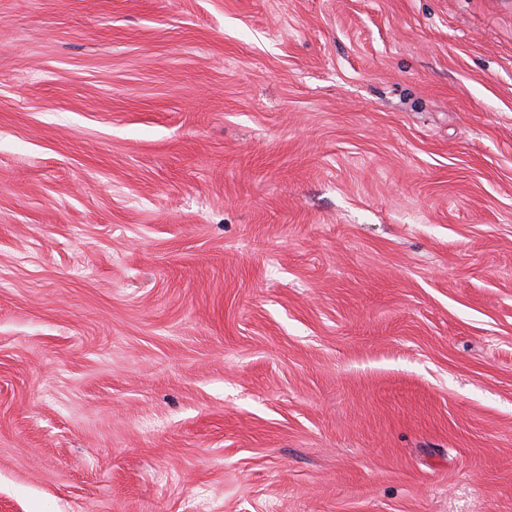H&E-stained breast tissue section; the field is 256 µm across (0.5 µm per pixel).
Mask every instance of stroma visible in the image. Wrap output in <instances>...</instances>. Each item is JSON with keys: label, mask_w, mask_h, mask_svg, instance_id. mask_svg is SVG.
<instances>
[{"label": "stroma", "mask_w": 512, "mask_h": 512, "mask_svg": "<svg viewBox=\"0 0 512 512\" xmlns=\"http://www.w3.org/2000/svg\"><path fill=\"white\" fill-rule=\"evenodd\" d=\"M512 512V0H0V512Z\"/></svg>", "instance_id": "stroma-1"}]
</instances>
